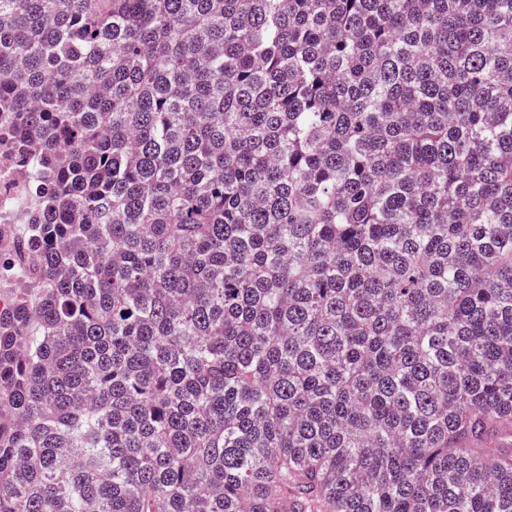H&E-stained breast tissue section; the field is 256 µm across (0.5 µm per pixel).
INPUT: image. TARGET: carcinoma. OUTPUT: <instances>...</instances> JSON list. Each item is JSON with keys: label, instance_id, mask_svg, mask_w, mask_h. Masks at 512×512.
<instances>
[{"label": "carcinoma", "instance_id": "1", "mask_svg": "<svg viewBox=\"0 0 512 512\" xmlns=\"http://www.w3.org/2000/svg\"><path fill=\"white\" fill-rule=\"evenodd\" d=\"M0 127V512H512V0H0ZM2 137V136H1ZM0 137V309L8 300L7 288L18 280L24 255V224H30L31 196L28 179L16 167L12 149Z\"/></svg>", "mask_w": 512, "mask_h": 512}]
</instances>
